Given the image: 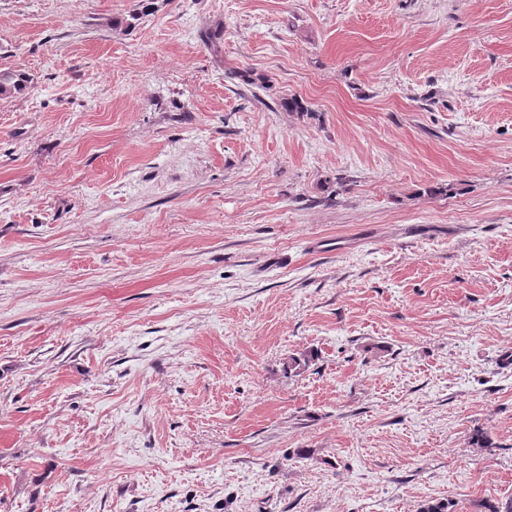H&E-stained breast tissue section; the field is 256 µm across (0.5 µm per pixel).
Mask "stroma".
Returning <instances> with one entry per match:
<instances>
[{
  "label": "stroma",
  "mask_w": 512,
  "mask_h": 512,
  "mask_svg": "<svg viewBox=\"0 0 512 512\" xmlns=\"http://www.w3.org/2000/svg\"><path fill=\"white\" fill-rule=\"evenodd\" d=\"M142 2L0 0V512L512 499V0ZM30 87V78L19 71H0V97H10L15 93H21Z\"/></svg>",
  "instance_id": "1"
}]
</instances>
